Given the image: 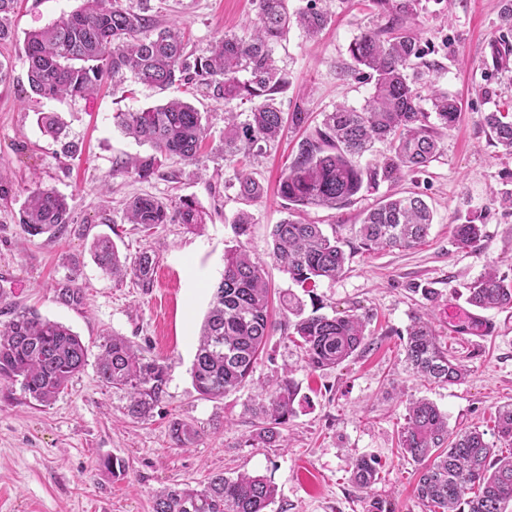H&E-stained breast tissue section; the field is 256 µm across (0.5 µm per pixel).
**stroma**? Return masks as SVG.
<instances>
[{"label": "stroma", "mask_w": 512, "mask_h": 512, "mask_svg": "<svg viewBox=\"0 0 512 512\" xmlns=\"http://www.w3.org/2000/svg\"><path fill=\"white\" fill-rule=\"evenodd\" d=\"M81 0H19L11 18L13 37L0 43V62L10 79L0 84V322L13 310L31 308L77 333L88 348L85 368L64 393L44 406L26 397L20 385L0 383V512H152L155 491L180 483L198 485L215 473H241L270 480L277 495L267 512H427L416 496L418 466L403 458L398 436L411 400L426 398L448 415L450 429L471 426L500 451L493 424L497 407L512 402V310L482 311L500 333L477 336L450 330L444 313L454 304L470 314L466 287L487 266L512 279V209L497 195L512 191V156L497 148L482 122L484 112H512V72L492 69L489 43L499 35L500 0H422L417 24L426 54L418 64L422 82H435L458 97L462 110L441 150L425 170L407 173L396 184L362 191L340 210L307 209V220L336 228L349 257L336 281L319 282L315 303L323 314H370L367 346L339 366L312 370L288 337V317L273 306L275 329L249 382L218 399L200 396L192 382L198 332L213 289L224 272V251L243 245L264 260L273 296L291 289L286 273L269 260L273 224L288 218L277 193L302 133L286 131L248 162L263 192L247 202L238 193L237 165L219 154L224 106L205 90L161 91L131 80L105 82L94 95L45 99L31 95L24 52L27 34ZM161 23L187 27L191 47L202 53L227 31L243 33L253 18L252 0H150ZM330 23L316 38L291 28L274 56L288 75L279 94L283 111L305 102L320 113L339 102L361 106L372 91L356 79L349 44L375 22L369 0H328ZM178 97L193 104L211 126L198 162L166 161L158 176L139 181L120 171L127 156L148 146L125 137L115 126L118 112H135ZM57 114L81 154L63 158L45 136L38 113ZM67 196L74 217L71 232L59 238L25 235L19 211L34 186ZM422 195L434 213L426 239L411 248L365 250L353 226L384 196ZM151 195L163 200L194 198L210 215L193 230L161 224L144 232L124 221L126 200ZM252 216L247 236L236 237L231 222L239 211ZM481 224L480 250L458 247L454 227ZM113 235L119 251L135 255L152 247L159 255L154 285L138 288L131 279L112 281L92 261L93 238ZM76 283L79 303H67L60 288ZM439 292L422 298L420 287ZM426 313L441 342L467 370L460 381L432 383L404 362L399 334L413 316ZM148 349L167 367L166 399L146 419L123 413L122 394L112 392L96 372L99 345L111 334ZM300 388L302 402L283 430V447L255 448L243 441L256 421L247 406L261 389L274 388L285 368ZM178 418L197 435L180 447L168 425ZM374 458L379 478L370 489L349 479L352 462ZM125 461L123 475L98 467L100 459Z\"/></svg>", "instance_id": "35a3bbf8"}]
</instances>
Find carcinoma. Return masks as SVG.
Here are the masks:
<instances>
[{"mask_svg": "<svg viewBox=\"0 0 512 512\" xmlns=\"http://www.w3.org/2000/svg\"><path fill=\"white\" fill-rule=\"evenodd\" d=\"M18 0H0V42L12 37L10 14ZM125 6L122 0H82L79 9L62 14L25 39L30 91L42 98L92 95L104 71L112 76L129 74L145 85L164 90L176 84L204 87L209 96L230 103L252 102L244 121L224 118V160L253 155L261 143L275 140L283 128H304L309 112L299 104L284 112L277 95L288 79L276 64L274 46L292 22L309 36L328 23V12L317 5L288 12V0H253L255 18L240 36L226 33L211 43L204 55L187 50L177 23L160 25L147 6ZM421 0H371L380 24L365 28L350 44L357 67L368 71L373 92L359 108L338 105L323 113L314 132L298 146V152L279 180L278 193L295 211L307 207L341 209L363 188L395 182L405 172L428 166L439 151L442 136L452 130L461 106L458 99L430 84L423 95L414 86L409 71L423 57L414 19ZM496 70H512V41L502 35L489 43ZM434 113L437 124L428 122ZM120 131L150 153L132 158L125 171L148 180L159 174L163 160L177 157L197 160L210 127L192 104L173 99L137 112L115 113ZM44 133L59 142L62 151L75 155L77 143L68 140L63 124L54 115L38 114ZM484 125L495 144L512 155V114L499 110L485 113ZM379 140L391 143L390 154L367 167L355 158L368 152ZM240 194L252 199L262 188L247 167L238 170ZM128 223L148 231L158 224H185L198 228L208 213L193 199L162 200L136 196L125 207ZM73 223L67 197L35 186L20 212L18 224L29 236L65 232ZM433 224V212L417 195L388 196L361 220L358 236L367 249L413 247L423 240ZM459 245L479 246L482 225L470 220L455 226ZM270 258L303 291L322 280H334L345 269L348 256L341 239L328 236L321 225L286 218L273 225ZM93 262L102 273L116 280L132 276L139 287H153L158 256L145 248L135 256H120L112 238L95 237L90 244ZM265 262L253 258L242 246L224 252V274L213 294L201 327L192 368L195 390L204 398L217 399L251 377L267 337L274 329L269 320V292L264 278ZM285 309L291 335L304 349L313 370L336 367L365 346L366 315L329 317L304 314L299 297L288 293ZM467 303L475 309H512V280L488 267L467 287ZM402 342L407 364L421 376L438 382L461 380L466 369L440 342L425 315H416L405 329ZM87 362V348L65 325L34 310L13 311L0 323V379L18 382L24 393L49 405L68 386ZM101 382L126 398L125 412L144 419L167 396L168 373L160 360L124 336L104 338L97 357ZM298 384L289 376L276 388L256 396L250 410L258 420L254 443L280 446L282 427L296 413ZM495 427L500 438L512 442V403L498 410ZM171 441L183 447L196 431L175 418L169 424ZM399 448L404 457L421 466L416 486L418 498L428 512H506L512 502V451L497 454L473 427L453 431L448 415L433 402L421 398L409 404ZM378 477L375 461L357 459L350 471L353 484L371 487ZM275 486L260 475L240 474L229 478L215 474L201 488L188 483L155 492L152 512H266L274 502Z\"/></svg>", "mask_w": 512, "mask_h": 512, "instance_id": "obj_1", "label": "carcinoma"}]
</instances>
